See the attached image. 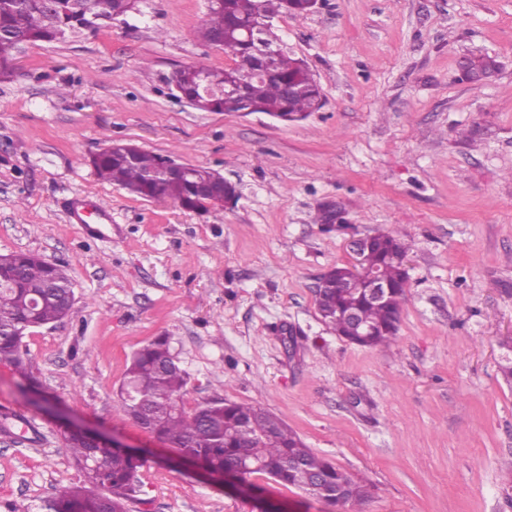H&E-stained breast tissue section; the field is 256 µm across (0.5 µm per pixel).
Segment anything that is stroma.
Returning a JSON list of instances; mask_svg holds the SVG:
<instances>
[{
	"instance_id": "stroma-1",
	"label": "stroma",
	"mask_w": 512,
	"mask_h": 512,
	"mask_svg": "<svg viewBox=\"0 0 512 512\" xmlns=\"http://www.w3.org/2000/svg\"><path fill=\"white\" fill-rule=\"evenodd\" d=\"M207 0H139L94 35L26 46L0 82V253L66 265L72 315L25 338L41 389L68 419L143 451L129 512H252L175 461L118 404L133 351L159 336L188 372L186 409L222 399L281 418L371 489L358 512H512V0H322L275 20L323 106L304 121L204 112L173 96L174 68L224 69L197 32ZM495 57L484 82L462 57ZM219 170L241 187L205 213L99 180L108 141ZM96 195L108 224H73ZM344 206L355 234L410 246L411 289L389 346L322 320L318 278L348 263L315 224ZM0 502L37 505L84 484L56 417L0 363ZM281 512H335L250 478Z\"/></svg>"
}]
</instances>
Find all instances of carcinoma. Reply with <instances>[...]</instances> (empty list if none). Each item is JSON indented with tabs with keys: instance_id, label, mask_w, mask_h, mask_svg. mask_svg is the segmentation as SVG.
I'll use <instances>...</instances> for the list:
<instances>
[{
	"instance_id": "obj_1",
	"label": "carcinoma",
	"mask_w": 512,
	"mask_h": 512,
	"mask_svg": "<svg viewBox=\"0 0 512 512\" xmlns=\"http://www.w3.org/2000/svg\"><path fill=\"white\" fill-rule=\"evenodd\" d=\"M310 13L308 0H222L208 11L199 30L202 40H224L233 52L234 64L216 69L205 64L185 67L181 87L185 96L198 95L195 71L203 68L211 84L224 86L241 80L247 101L258 111L270 113L281 122H297L320 109L321 89L307 65L285 50L265 61L246 39L245 30L255 17L269 21L281 14L303 17ZM86 24L81 0H0V80L15 75L14 52L37 42H60L67 32H81ZM272 65L278 77L261 75ZM207 112H235L237 106L220 96L206 101ZM97 177L150 199H168L185 209L206 211L214 194L235 195L237 188L225 183L224 175L212 168L191 166L186 172L166 170L162 157L131 143H109L92 160ZM315 223L331 229L349 227L341 206L331 211L317 207ZM409 247L391 232L374 235L362 255L363 266L391 288L377 304L366 294L360 278L333 267V280L316 294L323 322L351 343L373 348L395 338L402 304L411 288L405 260ZM0 277L20 285L0 287V362L11 365L17 386L37 384L31 360L24 348L26 325L59 321L71 314L75 299L71 278L62 265L48 263L27 253L0 254ZM369 329L363 338L355 335L353 322ZM188 374L170 352L167 341H153L137 351L127 366L119 407L135 423L154 432L194 466L213 472L240 470L247 475L266 474L278 484L298 488L331 506L336 501L354 505L369 496V489L350 473L308 448L301 436L283 420L255 405L215 400L189 412L177 404L185 393ZM65 441L76 464L85 472L91 488L69 489L47 499L39 512H127L128 502L140 492L138 469L146 464L140 455L121 448H98L82 437Z\"/></svg>"
}]
</instances>
